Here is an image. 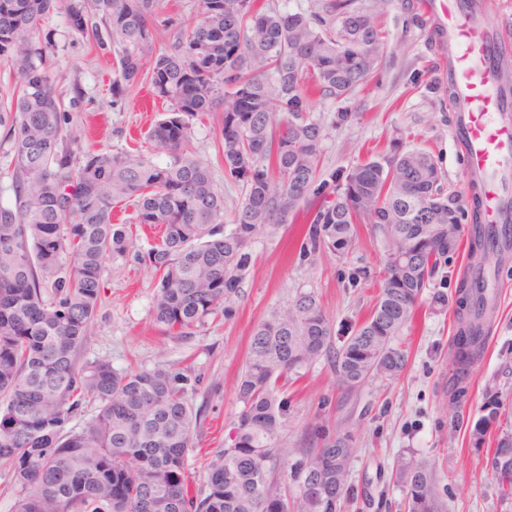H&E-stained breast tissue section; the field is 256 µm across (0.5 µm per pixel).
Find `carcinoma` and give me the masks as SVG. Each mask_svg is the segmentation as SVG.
Returning <instances> with one entry per match:
<instances>
[{"label":"carcinoma","mask_w":512,"mask_h":512,"mask_svg":"<svg viewBox=\"0 0 512 512\" xmlns=\"http://www.w3.org/2000/svg\"><path fill=\"white\" fill-rule=\"evenodd\" d=\"M157 0H0V61L21 89L0 100L10 182L0 187V464L15 490L13 512H339L350 496L349 436L321 426L306 432L292 461L277 467L288 401L279 381L321 356L336 363L352 391L373 375L393 377L407 363L393 340L417 314L420 292L462 237L458 195L432 154L396 150L349 169L322 168L324 123L312 99L347 103L378 70L386 40L356 0H329L320 12H284L265 0H200V19L170 53L154 52L149 24ZM65 12L72 29L106 53L119 48L112 104L148 84L167 113L146 132V154L83 150L57 93L51 39L41 21ZM224 112L218 138L224 177L242 185L230 229L224 193L192 149L190 120ZM164 154L168 161L154 163ZM129 223L160 227L142 260L157 276L154 320L189 336L210 317L228 316L251 270L250 244L302 213L303 256L342 259L359 224L383 237L386 263L371 313L339 348L315 295L303 293L253 329L237 381L243 409L224 450L192 492L186 458L198 412L186 401L192 378L163 365L118 371L80 363L101 303L105 257L126 251L112 223L117 205ZM470 264L459 284L453 392L485 349L496 309L493 259L512 248L483 223L470 198ZM70 258L61 271L62 254ZM52 281V294L44 285ZM97 403L80 431L66 425ZM512 495V437L487 459ZM395 477L410 512H439L436 480L424 464L400 458Z\"/></svg>","instance_id":"carcinoma-1"}]
</instances>
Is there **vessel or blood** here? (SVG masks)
<instances>
[{
	"mask_svg": "<svg viewBox=\"0 0 512 512\" xmlns=\"http://www.w3.org/2000/svg\"><path fill=\"white\" fill-rule=\"evenodd\" d=\"M448 59L457 91L456 128L470 174L479 181L488 223L503 220L500 177L512 162V114L504 112L486 59L494 47L448 0Z\"/></svg>",
	"mask_w": 512,
	"mask_h": 512,
	"instance_id": "b4317fda",
	"label": "vessel or blood"
}]
</instances>
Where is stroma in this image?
Here are the masks:
<instances>
[{"mask_svg": "<svg viewBox=\"0 0 512 512\" xmlns=\"http://www.w3.org/2000/svg\"><path fill=\"white\" fill-rule=\"evenodd\" d=\"M431 0H357L370 12L387 41V54L371 84L350 104L352 118L332 125L337 110L329 101L314 111L327 120L323 164L346 169L370 154H388L393 144L433 153L449 190L467 192L470 173L455 138V112L446 94L448 44L436 37L443 24ZM482 26L496 37L501 57L512 61V0H474ZM200 18L198 0H158L151 25L155 47L172 51L179 33ZM51 33L60 60V85L79 86L84 95L75 113L84 149L123 152L145 148L144 134L164 112L145 89L129 88L121 106L112 104L114 55H104L75 34L64 12L41 23ZM221 110L193 120L195 154L209 163L224 211L232 213L244 197L241 185L224 177L219 158ZM308 230L296 217L251 244L252 269L240 285L235 313L208 321L189 336L163 334L153 319L158 279L138 257L158 234L128 225L127 253L104 261L101 306L80 351L84 362L104 360L117 370H150L164 363L187 370L195 387L188 402L200 411L196 447L186 459L191 489L202 488L207 465L224 447L225 437L242 409L236 380L245 365L249 337L261 321L289 304L300 292H314L342 345L373 309L382 277L385 250L371 225L359 228L352 254L339 259L324 252L299 254ZM469 265L468 246L460 244L423 288L414 323L394 340L407 354L403 371L393 378L374 376L347 392L337 385L334 363L322 356L289 381L280 395L288 400V419L280 440L288 454L305 428L326 425L351 436L355 454L349 483L354 497L348 512H405L407 490L394 475L398 457H411L432 468L442 512H512L486 467L498 441L512 435V417L489 419L487 404L512 408V256L498 265L497 306L485 349L472 369L466 396L454 397L452 351L458 286ZM366 269L367 278L352 274Z\"/></svg>", "mask_w": 512, "mask_h": 512, "instance_id": "stroma-1", "label": "stroma"}]
</instances>
